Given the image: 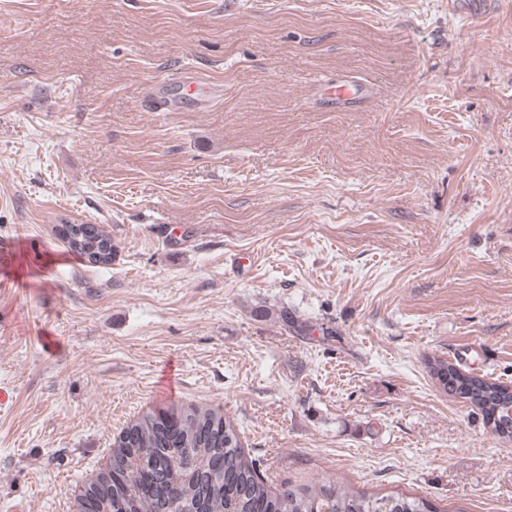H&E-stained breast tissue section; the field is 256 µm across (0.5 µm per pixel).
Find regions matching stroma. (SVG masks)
Returning a JSON list of instances; mask_svg holds the SVG:
<instances>
[{"mask_svg": "<svg viewBox=\"0 0 512 512\" xmlns=\"http://www.w3.org/2000/svg\"><path fill=\"white\" fill-rule=\"evenodd\" d=\"M471 10L0 0V500L70 512L140 415L206 406L272 490L512 512V441L424 365L512 385V0ZM61 232L69 249L89 257L88 266L106 268L112 263V237L100 224H62Z\"/></svg>", "mask_w": 512, "mask_h": 512, "instance_id": "1", "label": "stroma"}]
</instances>
